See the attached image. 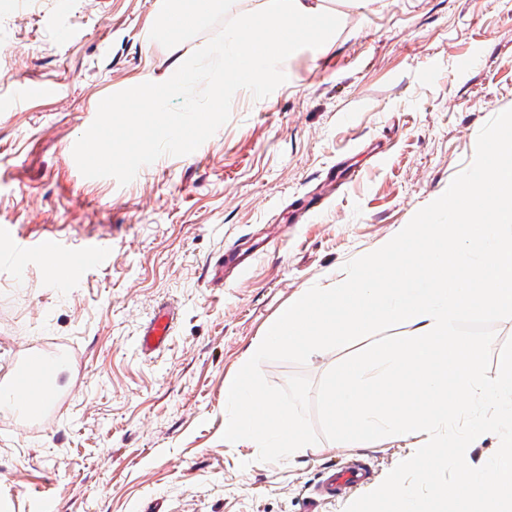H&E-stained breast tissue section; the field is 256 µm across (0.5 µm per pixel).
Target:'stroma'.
<instances>
[{"mask_svg": "<svg viewBox=\"0 0 512 512\" xmlns=\"http://www.w3.org/2000/svg\"><path fill=\"white\" fill-rule=\"evenodd\" d=\"M337 24L300 36L268 97L238 90L229 121L196 151L164 155L128 184L87 178L72 150L106 96L168 80L210 40L150 37L162 0H0V225L69 251L111 245L63 287L44 267L0 265V371L19 345L63 344L72 399L38 433L0 413V512H344L362 494L318 495L328 467L364 463L378 484L406 451L328 440L294 461L227 447L224 381L295 294L341 281L473 161L481 128L512 108V0H319ZM56 83L55 97L18 98ZM355 178L318 208L313 188ZM262 242L240 271L213 264ZM178 316L150 356L135 341L158 307ZM266 362L275 386L320 379L352 354Z\"/></svg>", "mask_w": 512, "mask_h": 512, "instance_id": "obj_1", "label": "stroma"}]
</instances>
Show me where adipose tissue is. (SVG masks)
<instances>
[{
    "mask_svg": "<svg viewBox=\"0 0 512 512\" xmlns=\"http://www.w3.org/2000/svg\"><path fill=\"white\" fill-rule=\"evenodd\" d=\"M321 15L318 0H261L255 13L225 29L223 42L215 48L216 55L224 62L225 86L242 78L252 85H261L272 63L264 55L252 54V47L272 45L279 57H287L303 32L305 21ZM247 54L252 57L251 65L239 68V60Z\"/></svg>",
    "mask_w": 512,
    "mask_h": 512,
    "instance_id": "ef3b65f1",
    "label": "adipose tissue"
}]
</instances>
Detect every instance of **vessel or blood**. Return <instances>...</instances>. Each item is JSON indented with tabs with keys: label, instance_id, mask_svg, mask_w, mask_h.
<instances>
[{
	"label": "vessel or blood",
	"instance_id": "b4317fda",
	"mask_svg": "<svg viewBox=\"0 0 512 512\" xmlns=\"http://www.w3.org/2000/svg\"><path fill=\"white\" fill-rule=\"evenodd\" d=\"M109 246L103 242H91L79 252H65L52 236L43 237L37 246H30L24 238H16L10 251L0 254V261L23 266L31 257H52L54 268L51 280L60 286L80 281L89 269L100 266ZM176 321L174 309L164 306L158 309L137 338V348L149 355L164 347L171 336ZM69 360L67 352L47 351L27 346L15 354L12 367L0 375V399L10 407L22 422L38 425L54 414L59 400L56 376L64 370ZM364 474L359 467L348 466L328 470L321 485V492L331 495L336 490L363 484Z\"/></svg>",
	"mask_w": 512,
	"mask_h": 512
}]
</instances>
